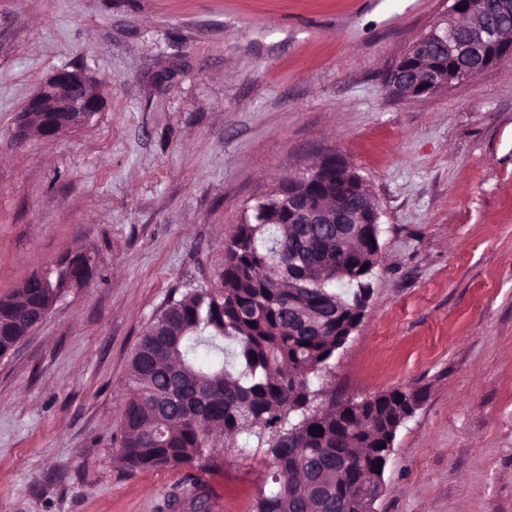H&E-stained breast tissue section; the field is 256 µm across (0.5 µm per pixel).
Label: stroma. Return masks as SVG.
<instances>
[{
    "instance_id": "obj_1",
    "label": "stroma",
    "mask_w": 512,
    "mask_h": 512,
    "mask_svg": "<svg viewBox=\"0 0 512 512\" xmlns=\"http://www.w3.org/2000/svg\"><path fill=\"white\" fill-rule=\"evenodd\" d=\"M446 0H0V296L67 253L93 278L0 358V512H252L253 432L196 466L116 452L129 362L167 299L222 287L256 201L333 152L380 211L361 322L320 405L421 392L375 512H512V60L421 101L385 75ZM105 107L14 131L57 68Z\"/></svg>"
}]
</instances>
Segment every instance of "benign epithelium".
<instances>
[{
	"instance_id": "obj_1",
	"label": "benign epithelium",
	"mask_w": 512,
	"mask_h": 512,
	"mask_svg": "<svg viewBox=\"0 0 512 512\" xmlns=\"http://www.w3.org/2000/svg\"><path fill=\"white\" fill-rule=\"evenodd\" d=\"M429 29L400 57L387 82L401 96L422 99L473 79L506 59H512V26L497 18L512 15V0H494L492 16L475 10L473 0H449ZM104 109V99L86 72L62 67L40 84L27 101L18 135L31 133L38 120L43 138L82 127ZM340 157L329 154L287 183L263 196L256 210L262 224L320 226L338 238L359 242L364 250L379 247V209L364 183L355 188L353 200L336 188ZM366 489L347 503V512H374L381 496Z\"/></svg>"
}]
</instances>
